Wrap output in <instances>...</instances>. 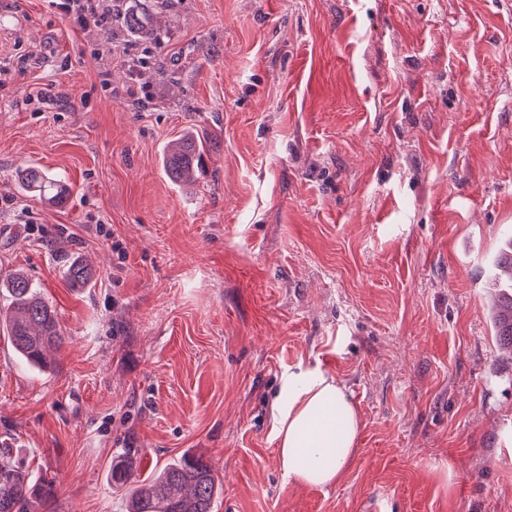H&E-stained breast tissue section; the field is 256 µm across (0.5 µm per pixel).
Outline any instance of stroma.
I'll return each instance as SVG.
<instances>
[{"label":"stroma","mask_w":512,"mask_h":512,"mask_svg":"<svg viewBox=\"0 0 512 512\" xmlns=\"http://www.w3.org/2000/svg\"><path fill=\"white\" fill-rule=\"evenodd\" d=\"M140 7L163 45L0 0V275L24 274L64 333L42 372L0 339V441L52 483L40 512H124L107 473L125 451L142 474L204 456L214 512H512L489 277L512 231V7ZM23 54L41 63L21 75ZM139 57L171 69L137 111ZM189 130L214 147L187 191L162 158ZM23 166L65 178L66 202L22 193ZM77 258L92 285L72 286ZM315 365L357 408V452L338 483L288 484L275 396Z\"/></svg>","instance_id":"obj_1"}]
</instances>
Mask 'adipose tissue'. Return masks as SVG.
Returning a JSON list of instances; mask_svg holds the SVG:
<instances>
[{
    "label": "adipose tissue",
    "mask_w": 512,
    "mask_h": 512,
    "mask_svg": "<svg viewBox=\"0 0 512 512\" xmlns=\"http://www.w3.org/2000/svg\"><path fill=\"white\" fill-rule=\"evenodd\" d=\"M361 423L342 386L320 368L289 372L272 426L282 474L294 483L339 481L356 451Z\"/></svg>",
    "instance_id": "1"
}]
</instances>
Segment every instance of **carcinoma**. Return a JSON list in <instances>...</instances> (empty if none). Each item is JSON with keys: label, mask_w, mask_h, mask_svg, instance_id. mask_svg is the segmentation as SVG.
Segmentation results:
<instances>
[{"label": "carcinoma", "mask_w": 512, "mask_h": 512, "mask_svg": "<svg viewBox=\"0 0 512 512\" xmlns=\"http://www.w3.org/2000/svg\"><path fill=\"white\" fill-rule=\"evenodd\" d=\"M109 19L140 40L159 45L168 38V28L133 9L109 13ZM213 144L191 134L177 137V145L165 157V168L176 182L196 180L205 154ZM20 186L28 193L56 203L65 202V188L56 175L26 167L18 171ZM95 276L94 266L77 261L69 277L76 286H85ZM501 297L493 312L499 345L512 350V279L494 277ZM9 303L0 313V332L7 337L15 355L38 369L52 366V353L64 343L55 311L38 295L32 283L15 273L8 278ZM110 479L125 489V512H213L222 492L211 464L202 455L186 453L161 470L144 478L137 476L130 456L112 461ZM51 493V485L33 478L23 464L11 457V449L0 448V512H34Z\"/></svg>", "instance_id": "1"}]
</instances>
